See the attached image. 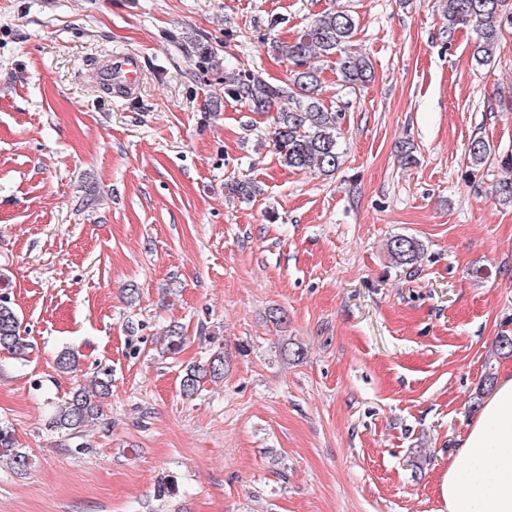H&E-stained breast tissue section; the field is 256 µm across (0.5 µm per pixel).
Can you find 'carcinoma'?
Here are the masks:
<instances>
[{
    "label": "carcinoma",
    "instance_id": "cac0c4a2",
    "mask_svg": "<svg viewBox=\"0 0 512 512\" xmlns=\"http://www.w3.org/2000/svg\"><path fill=\"white\" fill-rule=\"evenodd\" d=\"M448 30L457 25H470L477 34L473 58L480 66L494 60L504 32L512 33V8L506 0H445ZM357 28L355 17L347 11L325 12L291 42L285 56L294 70L288 86H276L255 74L239 75L224 85V95L248 102L259 114L274 113L272 141L276 153L289 168L332 173L341 165L340 114L326 108L319 98V76L314 60L336 56L345 83L362 86L372 79L368 59L350 51L349 43ZM491 155L490 145L482 138L471 141L469 163L482 168ZM391 258L399 265H413L421 254L420 243L399 236L389 244ZM31 344L24 336L21 320L8 297H0V350L17 360L27 357ZM77 354L61 350L56 366L63 372L77 370ZM224 377V357L217 354L204 363L189 365L180 380V391L190 397L201 384ZM111 379L103 372L91 380V388L81 385L58 407L51 418V427L67 435L78 434L96 424L102 417L101 398L109 393ZM26 470L31 456L18 448L8 428L0 427V465Z\"/></svg>",
    "mask_w": 512,
    "mask_h": 512
}]
</instances>
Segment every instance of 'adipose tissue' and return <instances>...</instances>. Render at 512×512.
Wrapping results in <instances>:
<instances>
[{
	"mask_svg": "<svg viewBox=\"0 0 512 512\" xmlns=\"http://www.w3.org/2000/svg\"><path fill=\"white\" fill-rule=\"evenodd\" d=\"M438 489L447 512H512V372L486 397Z\"/></svg>",
	"mask_w": 512,
	"mask_h": 512,
	"instance_id": "obj_1",
	"label": "adipose tissue"
}]
</instances>
